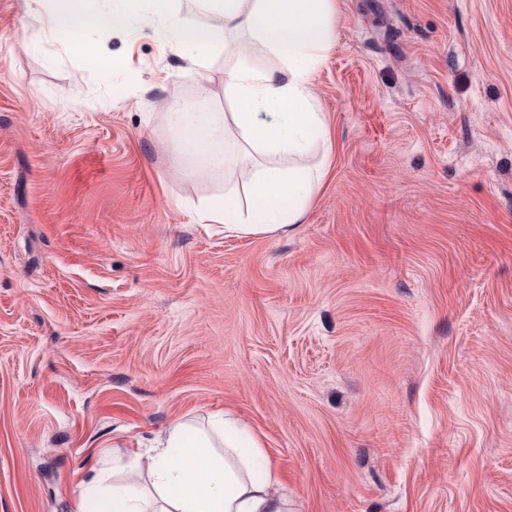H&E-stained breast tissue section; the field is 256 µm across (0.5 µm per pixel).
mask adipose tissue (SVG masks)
Wrapping results in <instances>:
<instances>
[{
  "mask_svg": "<svg viewBox=\"0 0 512 512\" xmlns=\"http://www.w3.org/2000/svg\"><path fill=\"white\" fill-rule=\"evenodd\" d=\"M43 19L45 37L63 41L94 68L112 71L110 54L88 38L99 28L132 27V0H56ZM214 17L192 25L174 0H149L164 40L199 69L200 92L211 82L209 57L226 50L237 65L224 74L228 112H202L177 100L170 114L177 129L172 148L195 166L221 172L231 149L252 163L242 188L197 209L207 228L237 237L288 234L300 223L327 171L304 164L329 142L324 113L311 92V77L329 50L334 33L332 0H201ZM257 39L283 66L269 69L249 60V39ZM264 453L256 439L229 419L214 420L210 431L189 423L173 425L152 450L147 490L132 494L112 485V512H288L273 493L271 475L256 476Z\"/></svg>",
  "mask_w": 512,
  "mask_h": 512,
  "instance_id": "1",
  "label": "adipose tissue"
}]
</instances>
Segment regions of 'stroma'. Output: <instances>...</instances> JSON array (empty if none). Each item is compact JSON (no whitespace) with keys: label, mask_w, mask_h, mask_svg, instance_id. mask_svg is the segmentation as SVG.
<instances>
[{"label":"stroma","mask_w":512,"mask_h":512,"mask_svg":"<svg viewBox=\"0 0 512 512\" xmlns=\"http://www.w3.org/2000/svg\"><path fill=\"white\" fill-rule=\"evenodd\" d=\"M329 174L285 237L195 208L174 100L210 59L138 22L111 73L0 0V512H108L174 422L260 439L288 512H512V0H334ZM98 481L95 498L80 488Z\"/></svg>","instance_id":"obj_1"}]
</instances>
